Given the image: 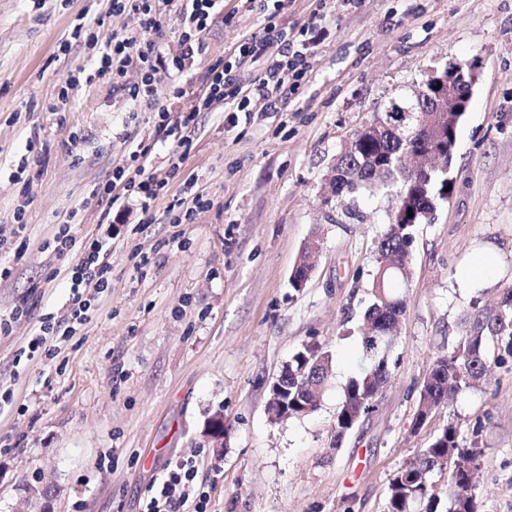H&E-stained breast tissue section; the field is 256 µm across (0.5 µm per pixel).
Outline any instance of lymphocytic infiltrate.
<instances>
[{"label": "lymphocytic infiltrate", "mask_w": 512, "mask_h": 512, "mask_svg": "<svg viewBox=\"0 0 512 512\" xmlns=\"http://www.w3.org/2000/svg\"><path fill=\"white\" fill-rule=\"evenodd\" d=\"M113 14L131 12L137 14L142 32L157 30L161 24L162 7H169L177 14L181 24L180 49L170 55L159 52L153 45H146L137 56H130L128 49L133 40L129 37H113L101 51L97 62L84 73L86 82L109 77L113 85L126 91L135 101H154L153 123L159 134L172 140L176 149L168 157L170 175L180 172L183 160L191 149L187 136L196 125L199 113L209 111L213 102H224L229 121H237L240 112L256 102L274 107L285 85H297L310 70L311 39L307 31L296 33L266 24L260 36H253L238 45L233 58L217 61L212 65L202 93L197 94L193 105L185 112L170 111L167 105L158 103L154 86L159 69L185 74L196 55L204 48V37L214 19L223 13L224 0H110ZM262 63L263 73L253 83L245 85L236 77V69L245 63ZM136 67L141 80L127 84L125 75L129 67ZM151 146L139 143L130 147L126 162L112 172L110 182L94 186L92 193L107 197L119 192L124 199L136 200L142 213V223H150L153 202L169 191L168 178L157 177L153 171ZM75 238L70 225H60L45 249L61 256H71L66 278L70 288V311L66 322H57L52 315H45L33 331L28 344L29 355L49 354L53 337L66 336L75 326L89 322L92 304L87 297L88 289L104 290L108 286L112 264L103 250L102 242H92L80 253H73ZM195 478L193 465L175 462L159 483L150 501L148 512H182L185 505H192V512H206L204 494H192Z\"/></svg>", "instance_id": "1"}]
</instances>
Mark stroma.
<instances>
[{
  "label": "stroma",
  "mask_w": 512,
  "mask_h": 512,
  "mask_svg": "<svg viewBox=\"0 0 512 512\" xmlns=\"http://www.w3.org/2000/svg\"><path fill=\"white\" fill-rule=\"evenodd\" d=\"M224 9L234 18L206 34L197 81L262 31L259 11L235 0ZM275 21L315 28L306 80L276 111L233 128L223 104L200 113L182 172L208 206L171 224L163 197L143 224L138 207L90 191L131 144L171 152L150 104L106 77L65 85L113 35L140 36L136 15L112 14L109 0H0V238L12 239L15 212L26 220L23 246L0 257L11 268L0 313L29 308L0 334V393L11 396L0 405V512H147L167 464L187 458L207 512H386L397 471L450 423L483 451L478 512H512L511 343H491L497 361L480 386L417 418L421 385L455 349L463 312L497 309L512 288V0H282ZM473 56L480 74L458 125L454 190L414 227L388 383L376 410L334 441L344 388L366 365L363 316L392 201L361 197L356 218L341 203L322 208L328 168L374 115L408 104L427 69ZM30 139L35 160L21 175ZM72 213L77 241L109 248V286L90 323L27 360L41 318L69 306L63 263L42 244ZM314 236L315 268L292 288ZM479 252L494 269L464 283ZM307 344L331 352L329 382L314 412L272 422L270 386ZM218 416L229 427L220 443L209 436Z\"/></svg>",
  "instance_id": "stroma-1"
}]
</instances>
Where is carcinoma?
<instances>
[{
	"label": "carcinoma",
	"mask_w": 512,
	"mask_h": 512,
	"mask_svg": "<svg viewBox=\"0 0 512 512\" xmlns=\"http://www.w3.org/2000/svg\"><path fill=\"white\" fill-rule=\"evenodd\" d=\"M404 131L384 129L373 144L360 145L357 150L341 157L339 167L344 178L339 186V200L353 199L362 192H398L400 205L413 204L428 208L429 201L439 202L441 195H450L444 188L452 181L446 172L434 175L429 187V199L414 197L416 188L411 186L396 166L398 154L406 147L425 148L427 144L417 140L403 139ZM414 241L413 225L404 223L402 212L387 219L376 245V269L371 289V303L364 313V325L381 327L396 312H405V303L393 290L407 284L409 279L408 255ZM496 336L512 337V289L506 290L499 310L492 316L477 311L469 317L464 334L452 353L437 358L424 380L418 406L431 401L442 405L448 396L463 389L476 387L484 379L494 360L488 344ZM392 337L376 344L373 338L362 337L363 355L369 366L362 374L349 380L342 400L336 410L335 430H351L357 402L364 394L372 392L378 382L389 375L386 352ZM321 361V374L315 384L324 387L332 373V358L329 351L320 345H306L297 351L286 365L288 368V393L284 395L288 417L303 415V393L294 381V372L308 361ZM459 429L450 423L436 436L429 447L406 462L398 471L390 487L386 512H417L418 506L426 504L425 512H436L437 506L429 496V479L433 467H441L448 449H455L454 459L475 462L481 455L478 448H465L459 444ZM448 512H476V486L473 475L460 473L455 476L448 501Z\"/></svg>",
	"instance_id": "obj_1"
}]
</instances>
